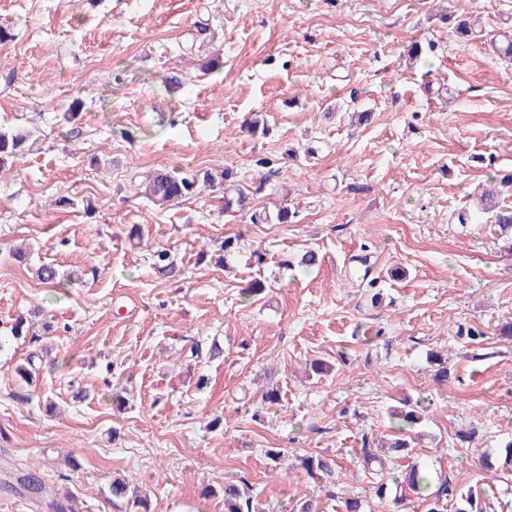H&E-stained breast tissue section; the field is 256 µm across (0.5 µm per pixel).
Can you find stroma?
Returning <instances> with one entry per match:
<instances>
[{
    "instance_id": "stroma-1",
    "label": "stroma",
    "mask_w": 512,
    "mask_h": 512,
    "mask_svg": "<svg viewBox=\"0 0 512 512\" xmlns=\"http://www.w3.org/2000/svg\"><path fill=\"white\" fill-rule=\"evenodd\" d=\"M452 13L512 26V0H0V130L31 133L0 173V512L66 493L131 512L116 476L151 512H224L242 479L266 512L347 494L386 512L360 450L420 398L411 458L503 490L480 461L512 440V253L474 192L512 172V58L458 40ZM414 42L435 51L410 62ZM225 169L251 193L234 217L220 184L164 207L136 190ZM283 206L294 223L249 221ZM158 247L181 277L155 275ZM47 263L66 288L35 278ZM214 343L223 358L196 356ZM311 454L332 474L307 477ZM29 468L49 498L19 485Z\"/></svg>"
}]
</instances>
